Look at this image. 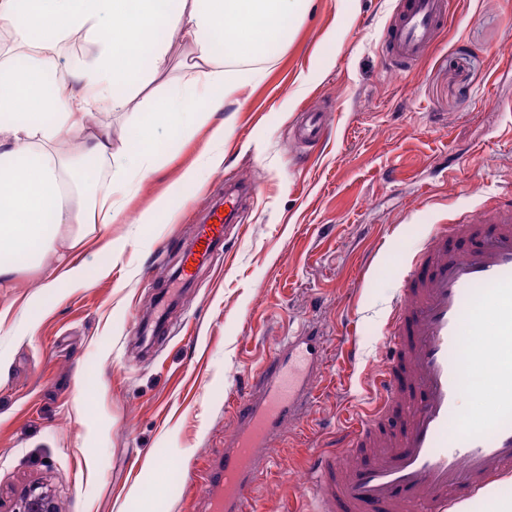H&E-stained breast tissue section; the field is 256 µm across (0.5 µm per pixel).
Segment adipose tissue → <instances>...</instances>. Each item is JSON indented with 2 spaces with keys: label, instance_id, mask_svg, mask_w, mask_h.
<instances>
[{
  "label": "adipose tissue",
  "instance_id": "ef3b65f1",
  "mask_svg": "<svg viewBox=\"0 0 512 512\" xmlns=\"http://www.w3.org/2000/svg\"><path fill=\"white\" fill-rule=\"evenodd\" d=\"M309 0H0V283L57 253L75 224L114 223L127 192L174 141L211 127L213 144L171 187L175 197L202 171L224 163L216 112L277 58L285 24ZM190 49L179 86L154 97L127 122L122 150L107 128L87 131L81 156L60 151L67 129L88 114L127 111L151 73L168 64V37ZM88 46L67 55L72 37ZM247 71H239V64ZM167 126L168 139L157 136Z\"/></svg>",
  "mask_w": 512,
  "mask_h": 512
}]
</instances>
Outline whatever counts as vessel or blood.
I'll list each match as a JSON object with an SVG mask.
<instances>
[{"label":"vessel or blood","mask_w":512,"mask_h":512,"mask_svg":"<svg viewBox=\"0 0 512 512\" xmlns=\"http://www.w3.org/2000/svg\"><path fill=\"white\" fill-rule=\"evenodd\" d=\"M449 15L448 0H404L387 63L422 59ZM329 124V113H304L299 135L319 141ZM225 230L219 210L198 226L194 249L182 257L184 276L194 275L198 255ZM477 326L489 348L460 355ZM385 340L375 404L337 435L336 450L312 459L316 512H448L512 474V197L436 226L405 271ZM324 342L313 331L283 340L257 370L256 391L237 396L222 460L200 478L209 512H250L268 448L317 398ZM477 371L488 408L463 426L462 381Z\"/></svg>","instance_id":"vessel-or-blood-1"}]
</instances>
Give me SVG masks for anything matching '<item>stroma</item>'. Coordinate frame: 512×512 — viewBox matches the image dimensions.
Instances as JSON below:
<instances>
[{
  "label": "stroma",
  "instance_id": "1",
  "mask_svg": "<svg viewBox=\"0 0 512 512\" xmlns=\"http://www.w3.org/2000/svg\"><path fill=\"white\" fill-rule=\"evenodd\" d=\"M400 3L312 0L263 79L216 113L219 170L170 198L201 128L127 195L111 236H63L72 261L110 275L47 294L31 270L0 288V507L40 481L59 512H205L196 480L234 428L228 396L310 326L329 345L318 398L270 449L256 496L261 512H314L311 455L374 400L407 263L435 225L512 186V0H453L425 57L398 69L384 32ZM321 110L325 138L298 142L301 113ZM233 183L251 194L219 260L183 282L197 225ZM165 196L170 213L136 223ZM108 238L125 251H102Z\"/></svg>",
  "mask_w": 512,
  "mask_h": 512
}]
</instances>
